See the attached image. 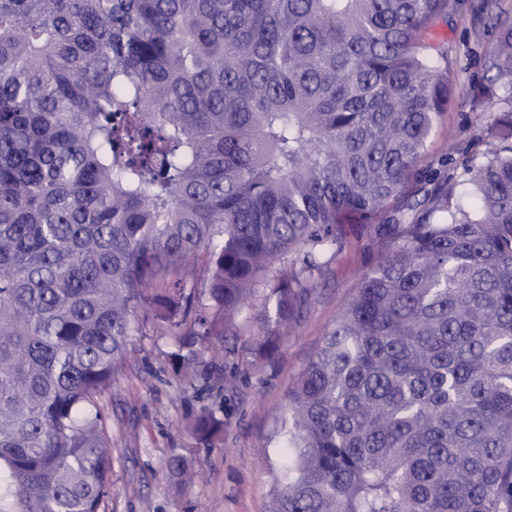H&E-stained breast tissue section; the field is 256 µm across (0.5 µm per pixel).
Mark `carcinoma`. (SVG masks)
<instances>
[{"label": "carcinoma", "mask_w": 512, "mask_h": 512, "mask_svg": "<svg viewBox=\"0 0 512 512\" xmlns=\"http://www.w3.org/2000/svg\"><path fill=\"white\" fill-rule=\"evenodd\" d=\"M457 9L0 0V512H98L136 312L205 379L265 288L270 352L287 253L317 267L354 215L380 255L285 395L270 512H512L511 17L473 90L507 92L495 148L411 189L456 85L424 37Z\"/></svg>", "instance_id": "1"}]
</instances>
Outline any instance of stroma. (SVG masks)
<instances>
[{"mask_svg":"<svg viewBox=\"0 0 512 512\" xmlns=\"http://www.w3.org/2000/svg\"><path fill=\"white\" fill-rule=\"evenodd\" d=\"M511 11L512 0H461L455 16L431 27L428 40L447 53L457 88L421 165L427 179L444 171L461 174V154L452 155L448 167L437 162L451 143L473 155L487 151V143L475 138L476 119L499 111L502 104L473 100L469 90L488 82L487 54L495 44L497 21ZM378 238L369 225H346L340 246L320 254V268L307 279L291 325L270 356L258 351L255 318L264 297L256 295L236 319L238 335L229 337L223 355L212 363V388L175 374L169 338L158 335L152 322L140 320L105 401L112 469L98 512H269L273 479L263 461L273 453L275 419L296 375L361 275L376 262ZM205 404L217 407L224 419L223 435L208 442L190 427ZM174 456L192 465V481L169 470Z\"/></svg>","mask_w":512,"mask_h":512,"instance_id":"obj_1","label":"stroma"}]
</instances>
